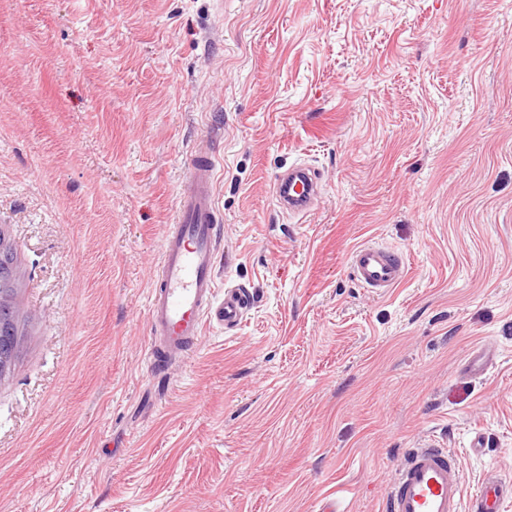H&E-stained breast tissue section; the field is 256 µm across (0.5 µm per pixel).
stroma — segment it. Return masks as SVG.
Returning a JSON list of instances; mask_svg holds the SVG:
<instances>
[{"instance_id": "obj_1", "label": "stroma", "mask_w": 512, "mask_h": 512, "mask_svg": "<svg viewBox=\"0 0 512 512\" xmlns=\"http://www.w3.org/2000/svg\"><path fill=\"white\" fill-rule=\"evenodd\" d=\"M202 141L218 282L255 302L157 373ZM295 163L322 173L302 219L273 192ZM0 240V512H385L430 439L465 494L512 481V0H0ZM362 243L404 254L399 288L353 282ZM11 263L6 260L0 266V377L11 370L18 341L14 336L15 314L11 303L14 292Z\"/></svg>"}]
</instances>
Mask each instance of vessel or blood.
Wrapping results in <instances>:
<instances>
[{
    "mask_svg": "<svg viewBox=\"0 0 512 512\" xmlns=\"http://www.w3.org/2000/svg\"><path fill=\"white\" fill-rule=\"evenodd\" d=\"M216 163L208 147L189 159V178L179 196L176 220L163 241L158 275L149 294L154 369H164L167 354L190 349L205 325L237 327L254 298L242 286L219 288L216 255L220 220L215 202ZM277 200L288 214L309 213L321 195V176L314 168L297 165L277 174ZM350 270L360 287L383 296L398 287L407 264L394 249L363 243L349 255ZM512 498V483L487 472L470 500L462 498V475L457 456L437 444L413 449L395 472L387 512H499Z\"/></svg>",
    "mask_w": 512,
    "mask_h": 512,
    "instance_id": "1",
    "label": "vessel or blood"
}]
</instances>
